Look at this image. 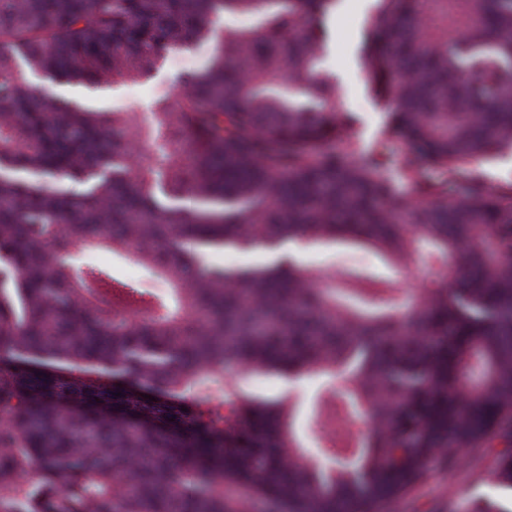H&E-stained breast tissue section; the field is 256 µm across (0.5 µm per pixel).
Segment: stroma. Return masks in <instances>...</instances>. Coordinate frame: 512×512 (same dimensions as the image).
Instances as JSON below:
<instances>
[{"mask_svg": "<svg viewBox=\"0 0 512 512\" xmlns=\"http://www.w3.org/2000/svg\"><path fill=\"white\" fill-rule=\"evenodd\" d=\"M375 8L351 10L343 0H336L327 18L330 43L320 59V67L336 78V92L344 107L353 112L357 123L352 134L362 143H371L381 128L385 114L372 99L360 65L362 37ZM216 43L196 41L190 46L164 53L156 67L133 82L104 88L85 84L50 80L41 75L32 82L39 87H52L62 97L83 98L103 105L106 109L131 113L143 118L152 112L156 102L170 94L178 79L186 74L203 73L213 56ZM297 258L308 268L339 273L349 266L374 269L378 257L368 250L353 251L335 245L304 243L297 248ZM81 267H107L138 288L166 294L162 279L146 274L134 259L122 258L107 249L82 250L77 256ZM231 376L247 395L282 396L296 401L309 400L320 387V379L308 377L296 386H286L278 377L250 375L235 370ZM460 464L451 472L435 471L429 481L375 512H466L470 496L479 495L496 504L501 512H512V488L496 482L489 474L491 456L488 449L468 448L460 452Z\"/></svg>", "mask_w": 512, "mask_h": 512, "instance_id": "1", "label": "stroma"}]
</instances>
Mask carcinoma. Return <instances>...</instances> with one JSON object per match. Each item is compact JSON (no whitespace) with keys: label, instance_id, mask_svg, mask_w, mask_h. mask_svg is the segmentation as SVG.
<instances>
[{"label":"carcinoma","instance_id":"cac0c4a2","mask_svg":"<svg viewBox=\"0 0 512 512\" xmlns=\"http://www.w3.org/2000/svg\"><path fill=\"white\" fill-rule=\"evenodd\" d=\"M332 4L0 0V512H370L459 447L512 485V179L483 166L512 154V0H379L368 145L318 67ZM225 14L254 21L218 32ZM208 38L147 120L30 82L109 87ZM291 241L448 283L401 298L381 272L323 288L294 260L206 261ZM77 244L173 296L75 269ZM232 369L333 382L370 421L357 452L313 467L295 404Z\"/></svg>","mask_w":512,"mask_h":512}]
</instances>
